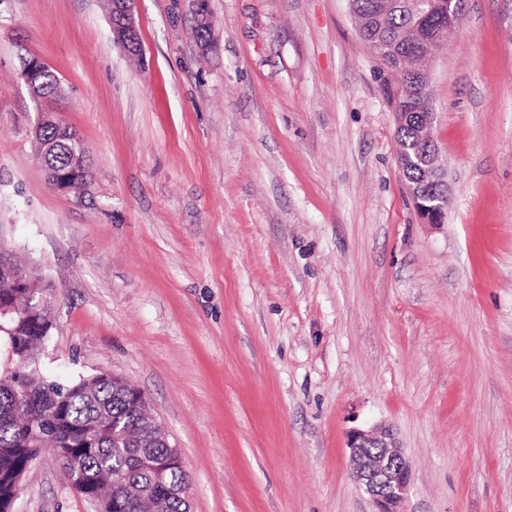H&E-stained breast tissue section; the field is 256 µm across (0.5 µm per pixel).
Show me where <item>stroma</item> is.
I'll use <instances>...</instances> for the list:
<instances>
[{
	"mask_svg": "<svg viewBox=\"0 0 512 512\" xmlns=\"http://www.w3.org/2000/svg\"><path fill=\"white\" fill-rule=\"evenodd\" d=\"M0 0V246L52 288L43 376L142 389L191 512H373L347 434L391 426L406 512H512V28L464 0L429 63L447 170L422 223L348 0ZM92 158L52 189L21 57ZM13 512H94L52 449ZM112 1V34L115 42L129 54L141 52V35L136 23L132 4L134 0H107L106 7L110 14Z\"/></svg>",
	"mask_w": 512,
	"mask_h": 512,
	"instance_id": "obj_1",
	"label": "stroma"
}]
</instances>
